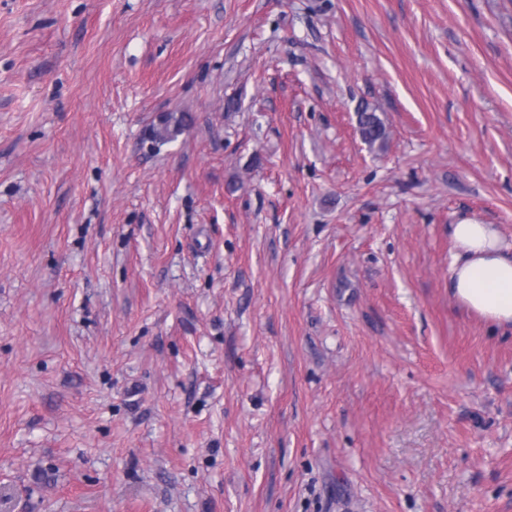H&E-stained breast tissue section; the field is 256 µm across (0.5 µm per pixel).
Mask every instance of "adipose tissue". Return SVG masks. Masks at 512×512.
Instances as JSON below:
<instances>
[{"label":"adipose tissue","instance_id":"1","mask_svg":"<svg viewBox=\"0 0 512 512\" xmlns=\"http://www.w3.org/2000/svg\"><path fill=\"white\" fill-rule=\"evenodd\" d=\"M457 248L450 268L457 301L487 321L512 325V242L490 224L451 225Z\"/></svg>","mask_w":512,"mask_h":512}]
</instances>
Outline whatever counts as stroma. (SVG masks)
I'll return each instance as SVG.
<instances>
[{"label": "stroma", "instance_id": "obj_1", "mask_svg": "<svg viewBox=\"0 0 512 512\" xmlns=\"http://www.w3.org/2000/svg\"><path fill=\"white\" fill-rule=\"evenodd\" d=\"M464 219L512 0H0V512H512ZM357 125L363 140L370 146L383 147L386 140V128L381 118L368 106L357 111ZM186 113L176 115L168 113L159 118V123L153 125L150 138L155 143H166L175 139L186 126Z\"/></svg>", "mask_w": 512, "mask_h": 512}]
</instances>
